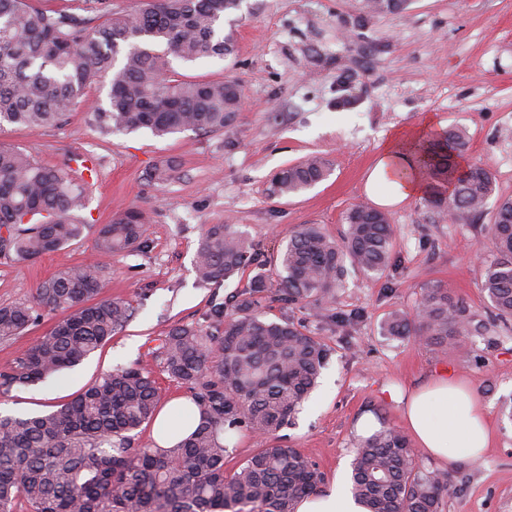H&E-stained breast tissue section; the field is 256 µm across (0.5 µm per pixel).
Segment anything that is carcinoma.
<instances>
[{
	"instance_id": "obj_1",
	"label": "carcinoma",
	"mask_w": 512,
	"mask_h": 512,
	"mask_svg": "<svg viewBox=\"0 0 512 512\" xmlns=\"http://www.w3.org/2000/svg\"><path fill=\"white\" fill-rule=\"evenodd\" d=\"M241 0H145L130 13L99 23L31 0H0V128L31 131L65 125L79 108L103 135L148 130L163 137L181 131H222L232 125L244 92L240 82L182 80L167 57L187 62L224 58L235 50L224 17ZM408 0H365L368 17L399 14ZM109 79L107 98L92 85ZM464 130L450 126L422 146L420 163L429 202L440 214L464 220L493 194L489 169L461 170ZM330 174L317 155L280 169L274 197L296 196ZM83 169L49 166L18 146L0 143V255L32 262L84 236L88 224ZM340 239L318 224L293 232L275 260L280 282L267 286L265 263L247 233L234 224H209L201 236L196 278L219 284L253 267L249 290L212 306L210 324H174L152 351L163 370L184 385L200 413L194 431L175 448L134 444V433L154 420L159 389L139 365L107 371L52 412L0 414V512H295L318 491L323 477L296 448L274 440L233 474L224 471L226 434L246 427L268 439L291 426L317 384L327 345L286 317L268 319L260 299L283 309H323L336 303L347 266L384 273L396 241L386 214L355 204ZM145 213L135 207L94 231L98 260L67 266L40 282L30 298L0 306V339L21 335L41 316L61 317L0 374V392L59 375L112 338L132 315L129 305L102 296L112 255L144 243ZM490 256L481 288L495 316L512 320V198L496 202L485 227ZM473 318L446 289L428 288L414 312L389 311L381 335L452 348L467 354ZM448 475L425 468L405 436L381 428L357 440L350 492L368 512H443Z\"/></svg>"
}]
</instances>
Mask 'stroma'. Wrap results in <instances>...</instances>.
Listing matches in <instances>:
<instances>
[{
    "label": "stroma",
    "mask_w": 512,
    "mask_h": 512,
    "mask_svg": "<svg viewBox=\"0 0 512 512\" xmlns=\"http://www.w3.org/2000/svg\"><path fill=\"white\" fill-rule=\"evenodd\" d=\"M361 6L362 0H242L224 19L236 36L234 55L171 59L180 78L229 76L241 83L243 106L224 130L104 136L81 110L59 129L0 128V142L39 162L85 160L93 170L84 211L90 224L108 223L131 206L148 217L143 248L113 256L105 272L104 296L128 302L130 321L58 377L0 395L1 412L56 410L104 372L136 362L151 371L162 401L185 394L153 356L156 336L176 323L207 326L211 305L243 291L253 276L248 270L218 285L197 281L203 225H239L269 262L300 225L319 224L340 237L346 211L368 200L365 181L381 144L398 131L428 119L443 129L465 128L466 162L489 168L495 197L512 196V0H410L403 13L371 18L349 36L347 22ZM345 92L351 103L338 106ZM312 154L329 162L327 179L294 197L269 194L279 169ZM166 160L176 166L171 178L151 179ZM387 214L397 234L383 275L349 271L335 304L319 314L306 305L271 308L329 349L316 389L295 425L279 436L331 486L350 470L360 416L379 413L385 427L404 431L390 391L452 367L488 405L493 440L484 458L450 471L444 512H512V418L505 413L512 406V321L497 320L481 290L479 256L489 250L482 226L490 215L451 222L423 196ZM91 254L87 235L33 263L0 257V306L28 299L38 283ZM436 285L483 325L467 338L468 355L440 354L379 333L386 312L412 310L423 290Z\"/></svg>",
    "instance_id": "obj_1"
}]
</instances>
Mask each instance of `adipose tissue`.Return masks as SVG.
Instances as JSON below:
<instances>
[{"instance_id": "ef3b65f1", "label": "adipose tissue", "mask_w": 512, "mask_h": 512, "mask_svg": "<svg viewBox=\"0 0 512 512\" xmlns=\"http://www.w3.org/2000/svg\"><path fill=\"white\" fill-rule=\"evenodd\" d=\"M437 129L427 122L390 137L381 147L367 177L365 191L381 205H393L421 196L426 181L418 162L421 144L432 140ZM402 411L405 427L416 447L441 468H454L461 460L482 457L491 445L488 407L470 382L442 370L425 383L391 392ZM199 414L190 399L178 398L161 407L153 423L157 443L174 447L197 426ZM296 512H365L342 480L302 499Z\"/></svg>"}]
</instances>
